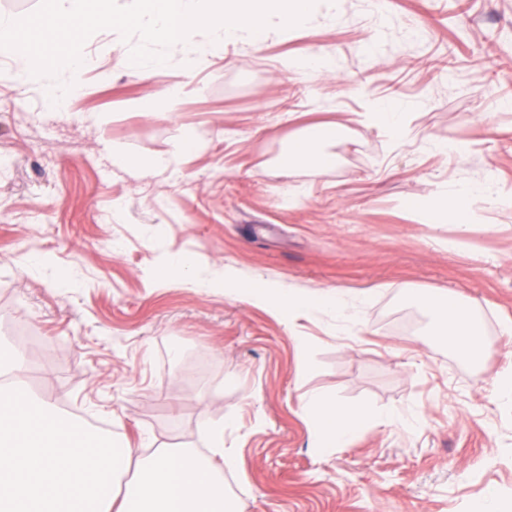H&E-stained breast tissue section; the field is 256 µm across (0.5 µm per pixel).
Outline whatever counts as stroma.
I'll use <instances>...</instances> for the list:
<instances>
[{
  "instance_id": "obj_1",
  "label": "stroma",
  "mask_w": 512,
  "mask_h": 512,
  "mask_svg": "<svg viewBox=\"0 0 512 512\" xmlns=\"http://www.w3.org/2000/svg\"><path fill=\"white\" fill-rule=\"evenodd\" d=\"M84 49L98 67L60 111L54 80L15 85L0 56V336L24 352L26 391L133 449L203 453L223 422L242 512H476L490 489L512 512V411L495 403L512 365V0H338L312 34L228 45L163 115L138 103L181 81L177 49L152 74L116 31ZM315 54L331 70L280 66ZM377 102L405 112L404 140L364 121ZM326 122L347 128L332 166L280 164L289 135ZM183 131L202 143L177 156ZM448 141L467 152L439 153ZM168 154V171L146 170ZM487 183L497 193L466 228L430 223L446 195ZM178 252L202 279L231 266L368 294L362 323L288 325L163 278ZM410 288L455 292L493 321L480 365L435 338ZM313 393L375 419L316 452L301 413ZM397 409L420 425L381 423Z\"/></svg>"
}]
</instances>
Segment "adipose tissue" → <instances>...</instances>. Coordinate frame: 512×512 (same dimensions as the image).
<instances>
[{"label":"adipose tissue","instance_id":"obj_1","mask_svg":"<svg viewBox=\"0 0 512 512\" xmlns=\"http://www.w3.org/2000/svg\"><path fill=\"white\" fill-rule=\"evenodd\" d=\"M337 132L335 124L326 123L314 134L292 137L289 165L330 166L327 147ZM490 192L487 185L461 189L431 219L464 226ZM218 286L225 296L264 306L288 321L325 314L350 326L361 322L356 297L339 289L299 293L230 270ZM421 302L457 359L478 362L483 325L456 293L443 291ZM25 370L20 351L0 342V512H232L223 469L233 466L234 456L224 446L223 423L210 425L206 456L191 448L160 446L146 455L111 449L88 437L81 423L62 415L54 404L20 398ZM302 410L318 451L350 444L373 418L367 408L345 407L320 393L311 394Z\"/></svg>","mask_w":512,"mask_h":512}]
</instances>
